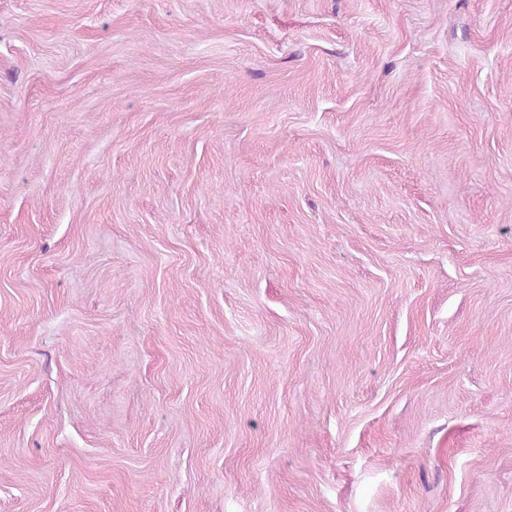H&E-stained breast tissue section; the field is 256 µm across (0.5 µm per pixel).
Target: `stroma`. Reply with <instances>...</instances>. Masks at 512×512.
I'll list each match as a JSON object with an SVG mask.
<instances>
[{
    "label": "stroma",
    "instance_id": "obj_1",
    "mask_svg": "<svg viewBox=\"0 0 512 512\" xmlns=\"http://www.w3.org/2000/svg\"><path fill=\"white\" fill-rule=\"evenodd\" d=\"M0 512H512V0H0Z\"/></svg>",
    "mask_w": 512,
    "mask_h": 512
}]
</instances>
